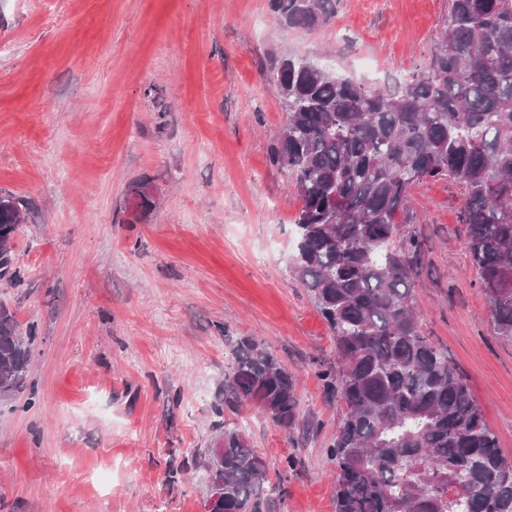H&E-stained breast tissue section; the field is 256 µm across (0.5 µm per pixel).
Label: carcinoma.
<instances>
[{
  "instance_id": "obj_1",
  "label": "carcinoma",
  "mask_w": 512,
  "mask_h": 512,
  "mask_svg": "<svg viewBox=\"0 0 512 512\" xmlns=\"http://www.w3.org/2000/svg\"><path fill=\"white\" fill-rule=\"evenodd\" d=\"M337 0H271L278 24L314 31ZM303 56H274L288 107L276 164L300 201L290 270L333 332L338 372L321 376L342 406L327 448L335 512H512V458L448 355L421 331L411 182L460 184L469 250L495 333L512 341V0H448L430 61L401 84L368 87ZM136 213L151 195L132 191ZM22 203L0 196V281H19L12 253ZM36 328L0 306L1 400L32 387ZM250 403L275 427L297 421L295 381L260 340L242 338L224 371L218 414ZM224 481L217 512H263L266 468L242 430L222 422L203 466Z\"/></svg>"
}]
</instances>
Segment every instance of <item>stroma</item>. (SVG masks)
Here are the masks:
<instances>
[{
    "label": "stroma",
    "mask_w": 512,
    "mask_h": 512,
    "mask_svg": "<svg viewBox=\"0 0 512 512\" xmlns=\"http://www.w3.org/2000/svg\"><path fill=\"white\" fill-rule=\"evenodd\" d=\"M448 0H338L312 32L270 0H0V192L31 218L0 303L35 326L31 390L0 401V512H201L208 448L239 338L293 375L294 430L244 405L264 512H335L327 447L341 407L331 331L289 270L300 206L273 161L286 107L270 54L370 86L429 62ZM152 210L132 218L131 191ZM414 300L512 457V342L459 222L457 185H416Z\"/></svg>",
    "instance_id": "stroma-1"
}]
</instances>
